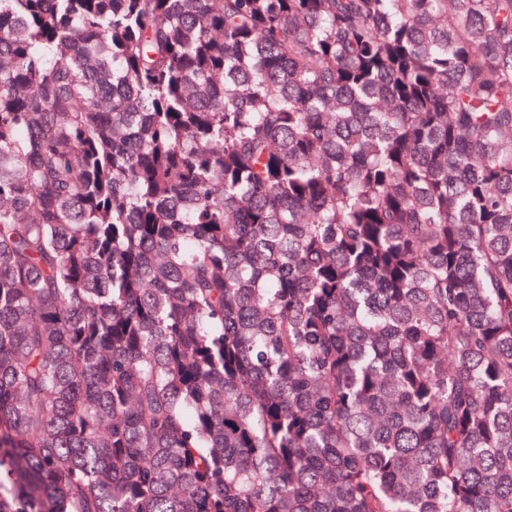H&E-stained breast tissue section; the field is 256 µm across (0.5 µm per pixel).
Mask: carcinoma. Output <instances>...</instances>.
Listing matches in <instances>:
<instances>
[{"instance_id": "carcinoma-1", "label": "carcinoma", "mask_w": 512, "mask_h": 512, "mask_svg": "<svg viewBox=\"0 0 512 512\" xmlns=\"http://www.w3.org/2000/svg\"><path fill=\"white\" fill-rule=\"evenodd\" d=\"M0 512H512V0H0Z\"/></svg>"}]
</instances>
